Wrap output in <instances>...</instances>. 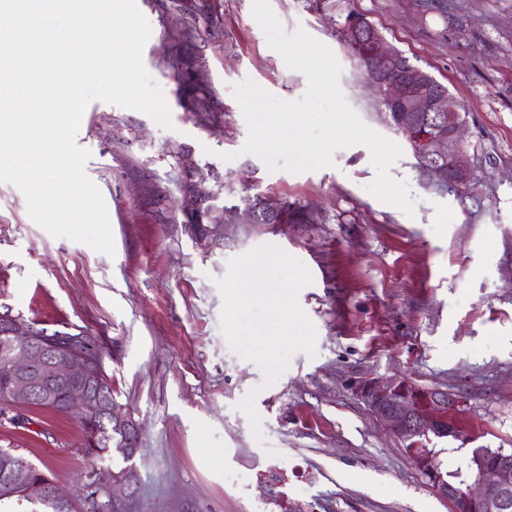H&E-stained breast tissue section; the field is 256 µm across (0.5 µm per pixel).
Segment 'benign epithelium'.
Masks as SVG:
<instances>
[{
  "label": "benign epithelium",
  "mask_w": 512,
  "mask_h": 512,
  "mask_svg": "<svg viewBox=\"0 0 512 512\" xmlns=\"http://www.w3.org/2000/svg\"><path fill=\"white\" fill-rule=\"evenodd\" d=\"M344 40L363 50L368 58L366 78L380 101L399 111V127L411 136L416 152L427 164L423 170L445 186L469 183L473 176L471 155L464 138L465 121L451 97L429 81L430 74L407 68L402 53L390 45L375 26L357 23L342 30ZM180 186L185 205L183 227L201 249L224 248V240L242 227L255 231L263 219L288 224L286 200L269 193L247 196L245 206H235L226 215L212 205L232 185L213 169L204 170L188 158L181 166ZM0 335L11 344L5 369L7 389L4 402L14 408L33 403H59L58 386L68 387L66 411L77 414L83 424L84 445L98 451L107 431L113 445L124 454L136 450L138 430L111 399L109 379L101 360L81 350L79 338H50L37 334L26 320L0 313ZM352 390L378 421L407 445L418 448L433 437L455 436L458 429L449 413L460 401L438 388L414 386L404 378L356 381ZM421 474L440 496L459 504L467 512H512V451L502 448L473 450L466 472L448 481L438 471L418 464ZM0 499L18 503L46 499L64 512H81L83 507L63 494L54 481L37 483L30 467L17 457L0 463Z\"/></svg>",
  "instance_id": "obj_1"
}]
</instances>
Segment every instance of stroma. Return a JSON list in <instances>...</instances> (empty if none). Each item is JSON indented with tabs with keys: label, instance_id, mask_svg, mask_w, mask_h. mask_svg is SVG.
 <instances>
[{
	"label": "stroma",
	"instance_id": "obj_1",
	"mask_svg": "<svg viewBox=\"0 0 512 512\" xmlns=\"http://www.w3.org/2000/svg\"><path fill=\"white\" fill-rule=\"evenodd\" d=\"M251 3L136 0L171 125L95 100L76 136L114 255L50 236L0 182V313L89 336L139 432L131 457L94 459L77 416L30 407L0 417V448L46 465L80 500L92 470L125 472L98 495L112 512H281L283 498L290 512H455L350 384L447 391L460 436L430 447L512 451V0H270L286 32L331 48L347 102L401 145L388 174L407 183L409 214L368 192L367 146L297 174L243 153L233 85L249 79L285 101L307 89ZM350 11L465 109L467 185L439 184L385 124L339 32ZM185 153L233 181L237 199L256 184L316 223L266 224L204 252L182 226ZM272 470L285 481L269 488Z\"/></svg>",
	"mask_w": 512,
	"mask_h": 512
}]
</instances>
